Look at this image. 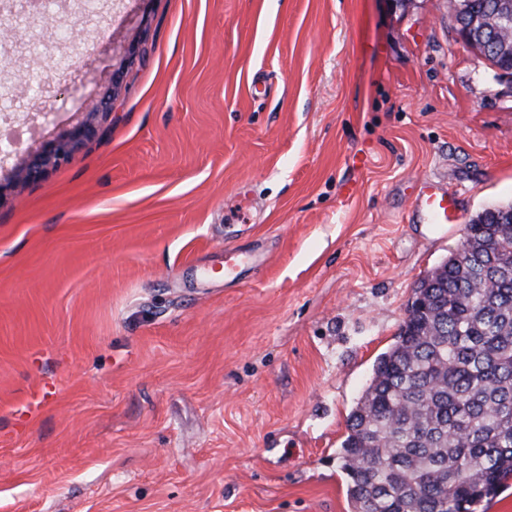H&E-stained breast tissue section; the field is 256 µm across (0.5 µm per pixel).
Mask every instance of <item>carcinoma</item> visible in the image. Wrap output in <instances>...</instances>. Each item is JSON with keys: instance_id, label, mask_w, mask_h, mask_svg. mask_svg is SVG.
<instances>
[{"instance_id": "cac0c4a2", "label": "carcinoma", "mask_w": 512, "mask_h": 512, "mask_svg": "<svg viewBox=\"0 0 512 512\" xmlns=\"http://www.w3.org/2000/svg\"><path fill=\"white\" fill-rule=\"evenodd\" d=\"M470 48L512 76V33L477 27ZM413 297L348 418L354 512H472L512 479V203L478 213Z\"/></svg>"}]
</instances>
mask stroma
<instances>
[{"label":"stroma","instance_id":"obj_1","mask_svg":"<svg viewBox=\"0 0 512 512\" xmlns=\"http://www.w3.org/2000/svg\"><path fill=\"white\" fill-rule=\"evenodd\" d=\"M45 12L0 57V176L115 95L0 204V512H353L337 454L376 359L512 202V78L454 0ZM425 178L459 224L418 210ZM88 116L80 123L70 127L64 134L46 142L40 151L31 158L19 171L18 175L7 184L0 185V204L5 191H20L30 182L43 179L50 169L68 163L76 149L85 142L95 138L99 133L98 126L90 116L112 110V95H105L89 106Z\"/></svg>","mask_w":512,"mask_h":512}]
</instances>
